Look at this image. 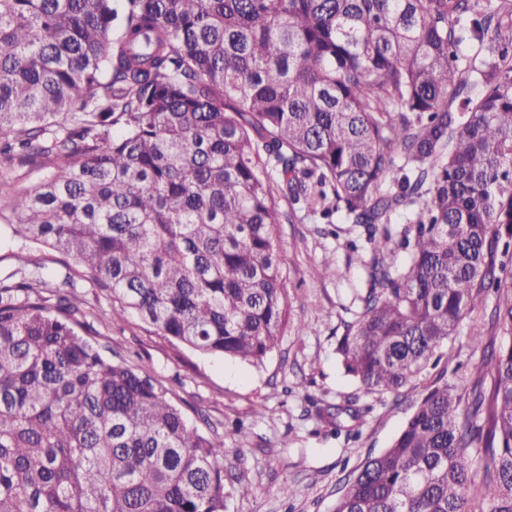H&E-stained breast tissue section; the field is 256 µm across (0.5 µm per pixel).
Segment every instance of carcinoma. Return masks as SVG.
Instances as JSON below:
<instances>
[{
	"label": "carcinoma",
	"mask_w": 512,
	"mask_h": 512,
	"mask_svg": "<svg viewBox=\"0 0 512 512\" xmlns=\"http://www.w3.org/2000/svg\"><path fill=\"white\" fill-rule=\"evenodd\" d=\"M36 163L0 227L75 265L0 272V512H223L224 439L87 337L130 311L263 364L289 314L271 169L372 245L336 342L364 390L400 394L490 292L509 337L469 392L419 398L336 512H512V0H0V177Z\"/></svg>",
	"instance_id": "1"
}]
</instances>
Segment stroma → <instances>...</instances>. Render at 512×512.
<instances>
[{
	"mask_svg": "<svg viewBox=\"0 0 512 512\" xmlns=\"http://www.w3.org/2000/svg\"><path fill=\"white\" fill-rule=\"evenodd\" d=\"M274 198L293 215L278 234L288 258L290 314L278 346L262 365L197 353L148 331L129 312L96 342L166 387L201 433H223L224 512H334L344 478L388 448L420 395L441 377L462 389L470 386L485 360L484 344L503 337L489 323L495 299L487 297L459 323L438 365L401 395L364 393L335 353L337 337L367 291L363 230L343 223L340 215L326 220L304 205H291L282 193ZM329 255L340 277L323 276ZM476 335L482 345L473 343ZM355 398L372 407L358 436L333 435L315 416V406ZM239 423L246 432L242 439L233 433ZM242 482L251 485V495L238 493Z\"/></svg>",
	"mask_w": 512,
	"mask_h": 512,
	"instance_id": "35a3bbf8",
	"label": "stroma"
}]
</instances>
